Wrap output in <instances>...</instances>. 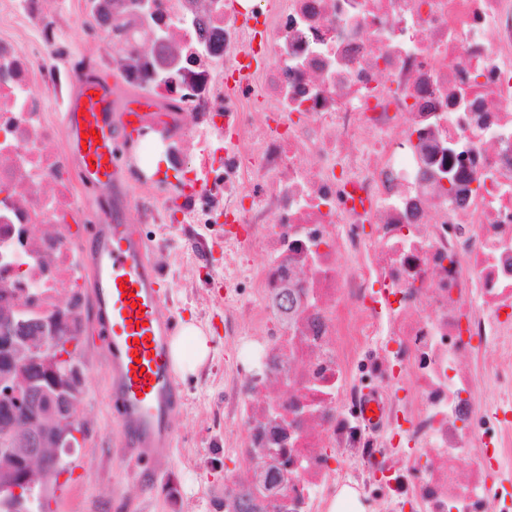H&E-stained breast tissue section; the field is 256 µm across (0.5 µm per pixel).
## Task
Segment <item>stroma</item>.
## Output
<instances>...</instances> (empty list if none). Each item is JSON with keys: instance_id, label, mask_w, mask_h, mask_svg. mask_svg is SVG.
<instances>
[{"instance_id": "35a3bbf8", "label": "stroma", "mask_w": 512, "mask_h": 512, "mask_svg": "<svg viewBox=\"0 0 512 512\" xmlns=\"http://www.w3.org/2000/svg\"><path fill=\"white\" fill-rule=\"evenodd\" d=\"M164 215L165 223L142 230L168 277L166 310L203 327L211 346L196 372L180 379L184 404L174 419V453L156 463L133 460L121 448L93 294L82 289L83 389L76 409L82 431L77 446L63 456V471L41 491L45 512H224V486L237 468L233 448L240 437L237 426L224 424L238 342L224 327L237 321L228 311L232 299L248 297L249 291L241 285V259L224 246L223 225L187 224L174 209ZM197 234L209 239L208 262H201L192 246Z\"/></svg>"}]
</instances>
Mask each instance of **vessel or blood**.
<instances>
[{"label": "vessel or blood", "instance_id": "b4317fda", "mask_svg": "<svg viewBox=\"0 0 512 512\" xmlns=\"http://www.w3.org/2000/svg\"><path fill=\"white\" fill-rule=\"evenodd\" d=\"M120 80L89 76L70 90L60 126L67 152L89 187L106 199L99 221L88 232L83 263L94 288L98 333L108 348L112 407L123 446L134 459L167 458L175 432L171 418L181 400L171 341L175 320L163 317L165 275L150 257V243L126 212L132 196L115 193L121 153L148 124V94L124 96ZM93 129L99 140H82ZM207 178L173 182L168 196L178 208L205 193Z\"/></svg>", "mask_w": 512, "mask_h": 512}]
</instances>
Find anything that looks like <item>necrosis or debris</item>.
<instances>
[{
    "label": "necrosis or debris",
    "mask_w": 512,
    "mask_h": 512,
    "mask_svg": "<svg viewBox=\"0 0 512 512\" xmlns=\"http://www.w3.org/2000/svg\"><path fill=\"white\" fill-rule=\"evenodd\" d=\"M83 10L0 0V295L27 317L57 311L86 275L63 228L84 199L51 96L99 70L85 50L50 73ZM260 29L246 27L248 17ZM128 79L170 114V140L214 173V133L184 113H223L224 211L252 289L224 421L240 427L238 482L266 473L268 512H328L354 486L375 512H512L491 493L512 468V427L475 434L476 383L461 358L493 348L512 400V0H112ZM263 58L226 78L244 46ZM177 58L159 75L160 59ZM35 224L57 233L33 238ZM297 285L290 322L265 304ZM361 363L387 418L363 422Z\"/></svg>",
    "instance_id": "necrosis-or-debris-1"
}]
</instances>
